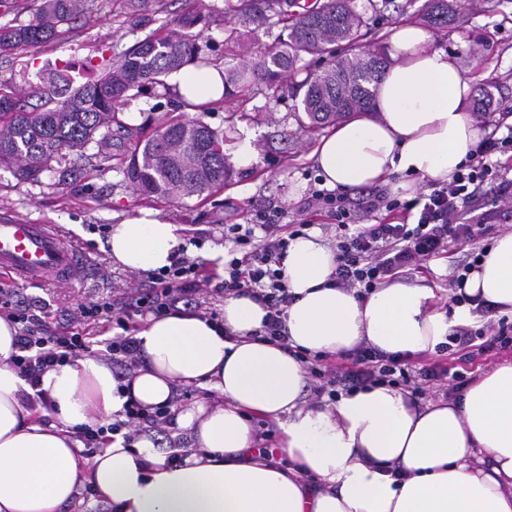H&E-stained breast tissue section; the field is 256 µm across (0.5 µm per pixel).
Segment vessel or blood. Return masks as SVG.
Instances as JSON below:
<instances>
[{"label": "vessel or blood", "mask_w": 512, "mask_h": 512, "mask_svg": "<svg viewBox=\"0 0 512 512\" xmlns=\"http://www.w3.org/2000/svg\"><path fill=\"white\" fill-rule=\"evenodd\" d=\"M74 245L52 224L0 222V274L30 283L82 279Z\"/></svg>", "instance_id": "obj_1"}]
</instances>
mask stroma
<instances>
[{"instance_id":"stroma-1","label":"stroma","mask_w":512,"mask_h":512,"mask_svg":"<svg viewBox=\"0 0 512 512\" xmlns=\"http://www.w3.org/2000/svg\"><path fill=\"white\" fill-rule=\"evenodd\" d=\"M426 0H396L387 10H371L367 0H355L364 12L367 24L360 41L361 49L377 47L389 30L399 23L418 20ZM87 18L64 28L53 42L19 51L0 59V82L17 87L36 84L40 71L49 64L74 62L75 82L86 79L81 64L101 55L117 56L143 39V32L129 31L112 0H91ZM278 29L242 31L245 51L232 52L224 42V24L215 21L205 31L203 49L221 65L254 62L274 43ZM432 45L451 55L463 75L471 82L470 103L494 95L498 110L477 112L475 118L483 132L512 130V0H481L477 9L460 10L447 28L431 30ZM298 101L286 92L266 93L252 98L238 97L198 113V120L215 129H224L228 111L248 113L237 125L238 134H250L255 154L245 166H233L223 189L209 196L176 200L147 199L134 193L116 172L118 156H127L135 148L134 140L118 147L117 157L99 154L96 145H88L83 154H69L68 167L82 169V178L62 185L56 172L41 175L39 181L23 182L0 170V220L19 218L33 224H53L75 245L89 264L84 281L71 285L16 283L15 291L37 301L52 319L65 321L82 303L119 294L133 288L129 270L113 264L106 243L108 229L139 209L158 212L178 227L190 257H204L206 249L223 245L224 220L243 215L250 204L273 202L285 209V223L308 220L323 223V216L304 211L303 203L315 186L318 169L312 153L330 127L310 134L297 120ZM182 103L173 94L148 87L136 93L121 120L139 127V137L150 136L158 124L170 115L183 114ZM496 351L486 352L473 361L458 360L453 350L422 356L426 365L440 364L460 371L466 382H474L490 367L502 362Z\"/></svg>"}]
</instances>
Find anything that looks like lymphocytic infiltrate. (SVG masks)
I'll return each instance as SVG.
<instances>
[{"mask_svg": "<svg viewBox=\"0 0 512 512\" xmlns=\"http://www.w3.org/2000/svg\"><path fill=\"white\" fill-rule=\"evenodd\" d=\"M508 149H512V134L488 136L472 150L468 163L450 182L429 184L426 192L406 202L393 199L383 186L353 193L312 191L306 208L326 214L332 221L336 268L330 285L353 291L362 299L385 280L423 272L428 262L446 255L451 245L460 244L465 248L463 256L449 268L445 280L456 290L450 298L452 304L468 302V295L461 291L464 280L490 251L481 225L468 222V208L479 196L490 195L497 200L512 196V179L501 177L491 160L495 153ZM384 211L399 212V220H378V213ZM282 216V210L256 203L250 207L247 223L225 225L224 238L232 247L223 272H210L201 259L188 257L179 248L170 265L144 273L145 287L79 305L63 324L46 321L35 314L31 303L1 288L0 314L18 327L13 341L16 351L10 362L32 389L25 397L27 405L53 409L52 400L39 389L41 376L88 352L93 343L90 331L100 323H107L114 331L102 344L118 382L144 363L135 336L139 317L151 314L159 318L183 310L206 318L215 328H223V316L204 302L212 294L246 295L260 303L267 314L255 340L291 351L284 318L295 296L287 287L281 264L290 240L303 234L308 225L303 221L282 223ZM449 339L473 358L494 349H512V328L502 322L497 331L488 334L459 326ZM297 358L318 396L335 397L375 384L407 388L414 398L435 389L450 397L458 389L447 369L434 365L416 369L408 358L386 355L363 344L345 354L340 364H316L303 352ZM176 411L173 401L145 407L130 399L117 418H99L94 424L81 426L77 439L87 455L102 449L118 434L129 444L142 432L166 430Z\"/></svg>", "mask_w": 512, "mask_h": 512, "instance_id": "f902f5d3", "label": "lymphocytic infiltrate"}]
</instances>
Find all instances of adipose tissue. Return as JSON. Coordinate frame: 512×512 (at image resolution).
<instances>
[{"instance_id":"ef3b65f1","label":"adipose tissue","mask_w":512,"mask_h":512,"mask_svg":"<svg viewBox=\"0 0 512 512\" xmlns=\"http://www.w3.org/2000/svg\"><path fill=\"white\" fill-rule=\"evenodd\" d=\"M421 26L392 27L391 60L375 115L340 123L313 156L324 186L347 191L394 173L451 181L481 131L467 110L470 83ZM223 69L187 64L166 81L192 104L224 98ZM114 263L133 271L169 265L177 227L144 210L112 225ZM335 252L319 231L291 240L282 262L295 301L284 319L291 345L340 354L367 343L390 354L428 355L450 327L469 324L462 306L447 311L433 288L392 280L358 300L328 286ZM493 317L512 320V231L499 234L465 283ZM265 309L246 296L224 301L225 340L206 319L177 312L149 318L136 337L144 365L128 394L111 369L87 356L47 370L40 388L60 426L45 427L21 401L26 381L12 368L16 328L0 317V512H65L90 481L114 512H512V360L475 380L456 401L418 407L399 390L375 386L309 406L305 371L281 348L255 341ZM206 388L218 404L177 414L191 442L171 462L148 439L115 438L92 463L76 458L70 430L115 413L127 399L167 402L177 385ZM279 432L280 466L255 446V420Z\"/></svg>"}]
</instances>
